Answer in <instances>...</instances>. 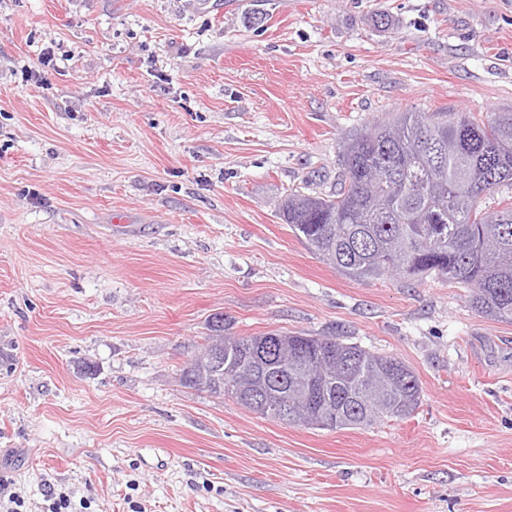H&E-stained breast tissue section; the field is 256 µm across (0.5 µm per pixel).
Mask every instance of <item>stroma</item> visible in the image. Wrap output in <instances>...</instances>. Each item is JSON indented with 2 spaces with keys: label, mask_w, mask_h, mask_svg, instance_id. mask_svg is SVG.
Masks as SVG:
<instances>
[{
  "label": "stroma",
  "mask_w": 512,
  "mask_h": 512,
  "mask_svg": "<svg viewBox=\"0 0 512 512\" xmlns=\"http://www.w3.org/2000/svg\"><path fill=\"white\" fill-rule=\"evenodd\" d=\"M442 108L512 112V0H0V476L25 512H512V323L434 276L351 279L277 214L333 191L362 129ZM218 318L397 357L421 403L311 429L181 385Z\"/></svg>",
  "instance_id": "35a3bbf8"
}]
</instances>
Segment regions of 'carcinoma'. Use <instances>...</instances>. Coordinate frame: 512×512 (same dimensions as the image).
I'll use <instances>...</instances> for the list:
<instances>
[{"instance_id":"cac0c4a2","label":"carcinoma","mask_w":512,"mask_h":512,"mask_svg":"<svg viewBox=\"0 0 512 512\" xmlns=\"http://www.w3.org/2000/svg\"><path fill=\"white\" fill-rule=\"evenodd\" d=\"M396 156L385 181L370 187L369 170ZM346 178L326 196L292 193L282 220L342 274L410 280L435 275L472 291L478 313L512 323V205L480 209V199L512 187V112L478 123L464 112H400L359 133L344 148ZM311 361L336 356L331 381L336 421L359 429L409 417L421 402L413 370L336 336H288ZM258 336L237 338L228 371L252 360Z\"/></svg>"}]
</instances>
